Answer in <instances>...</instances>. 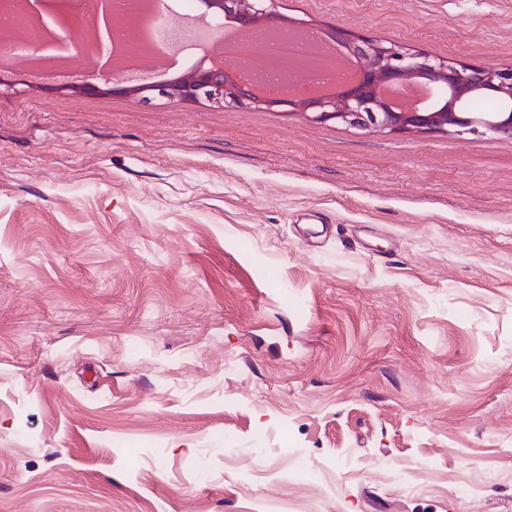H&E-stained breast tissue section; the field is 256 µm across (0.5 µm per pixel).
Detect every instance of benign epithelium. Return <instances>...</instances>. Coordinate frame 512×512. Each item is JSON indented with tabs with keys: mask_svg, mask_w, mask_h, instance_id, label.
Listing matches in <instances>:
<instances>
[{
	"mask_svg": "<svg viewBox=\"0 0 512 512\" xmlns=\"http://www.w3.org/2000/svg\"><path fill=\"white\" fill-rule=\"evenodd\" d=\"M209 16H221L244 30L272 28L288 30L298 20L277 12L273 0H204ZM53 48L74 53L79 41L63 25L49 31ZM327 39L360 62L361 78L349 84L337 83L330 93L316 90H288L266 86L245 77L242 70L227 67L198 68L167 82L127 85L108 74L102 83L64 84L55 90L72 94H123L143 102L156 97L172 102L206 100L236 107L272 110L288 106L317 121L338 123L368 131L444 133L461 140L468 135L491 139L512 138V112H474L469 108L471 93L483 89L512 99L511 68H469L455 62L383 44L343 29L325 31ZM422 84L432 96L429 102L410 111L394 107L381 96L380 88L391 84Z\"/></svg>",
	"mask_w": 512,
	"mask_h": 512,
	"instance_id": "benign-epithelium-1",
	"label": "benign epithelium"
}]
</instances>
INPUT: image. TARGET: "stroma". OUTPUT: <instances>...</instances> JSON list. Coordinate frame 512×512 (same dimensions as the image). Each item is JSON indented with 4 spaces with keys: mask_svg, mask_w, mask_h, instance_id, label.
<instances>
[{
    "mask_svg": "<svg viewBox=\"0 0 512 512\" xmlns=\"http://www.w3.org/2000/svg\"><path fill=\"white\" fill-rule=\"evenodd\" d=\"M276 8L512 65V0ZM0 512H512V139L0 92Z\"/></svg>",
    "mask_w": 512,
    "mask_h": 512,
    "instance_id": "obj_1",
    "label": "stroma"
}]
</instances>
